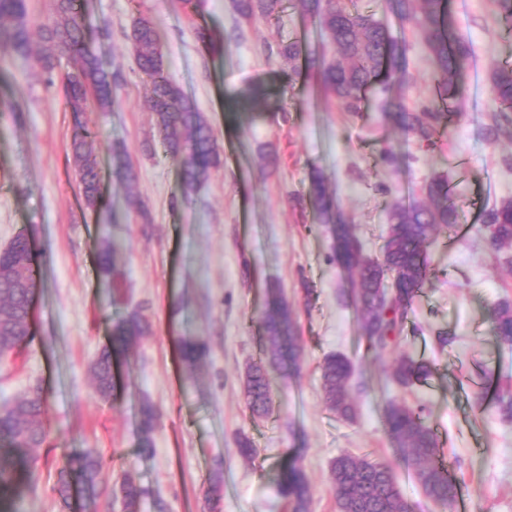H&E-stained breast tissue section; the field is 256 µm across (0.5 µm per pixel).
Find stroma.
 Returning <instances> with one entry per match:
<instances>
[{"label":"stroma","mask_w":512,"mask_h":512,"mask_svg":"<svg viewBox=\"0 0 512 512\" xmlns=\"http://www.w3.org/2000/svg\"><path fill=\"white\" fill-rule=\"evenodd\" d=\"M356 6L405 36L407 105H434L440 76L415 29L386 17L378 0ZM452 14L471 45L466 110L427 146L383 119L380 84L367 89L356 114L326 98L315 74L278 64L281 42H319L296 0L249 20L232 0H202L194 13L178 0H86L93 46L119 76L113 110L88 116L102 185L97 212L85 207L69 157L73 122L62 77L73 60L59 57L48 74L34 59L0 51V250L26 233L38 284L34 338L0 375V403L37 386L48 406V438L30 451L16 512H58L53 488L75 451L104 459L105 485L132 475L143 490L141 512H207V478L218 466L217 512H285L276 478L294 456L311 485L309 512H336L330 469L342 454L389 462L410 512H512V420L492 403L497 386L512 385V345L494 335L490 319L499 302L512 301V250L495 253L481 229L483 208L512 196V141L492 143L484 134L498 108L490 67L512 66V23L492 0H452ZM140 15L159 32L167 76L194 98L220 144L218 164L191 191L179 162L164 154L150 84L125 38ZM105 25L109 36H99ZM201 29L220 46H205ZM117 148L127 153L134 184L113 161ZM387 150L396 163L384 161ZM315 169L372 258L381 254L392 206L424 201L430 178L447 176L459 223L432 240L431 282L397 351L433 364L428 383L406 391L386 384L395 353L377 359L367 351L342 296L346 278L330 259V233L307 200ZM105 241L116 250L109 275L97 263ZM272 284L295 309L304 356L298 375L272 371L274 411L255 421L242 376L263 355L260 319ZM133 311L150 330L133 345L116 398L102 397L90 365L113 320ZM441 331L452 337L448 346L436 342ZM187 337L208 347L193 373L178 360ZM334 353L354 364L352 422L324 400L320 366ZM391 399L426 407L459 482L453 504L425 497L388 437L382 410ZM144 400L156 413L149 455L138 447ZM242 434L255 445L253 460L236 452Z\"/></svg>","instance_id":"obj_1"}]
</instances>
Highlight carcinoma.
I'll list each match as a JSON object with an SVG mask.
<instances>
[{"mask_svg":"<svg viewBox=\"0 0 512 512\" xmlns=\"http://www.w3.org/2000/svg\"><path fill=\"white\" fill-rule=\"evenodd\" d=\"M302 13L317 29L324 50H305L299 41L282 44L277 58L291 70L305 59L309 71L321 75V91L336 98L349 112L361 111L367 87L381 81L385 87L401 83L406 74V43L372 15L359 12L354 0H298ZM383 10L402 22H411L431 53L441 74L436 96L442 111L427 107L413 110L402 100L386 101L385 118L395 127L410 133L419 142L434 144L443 123L464 112L461 101L464 73L471 50L461 37L451 35L448 0H380ZM281 0H234L241 17L269 16ZM54 20L42 28L36 63L50 72L59 54H68L77 63L65 76L64 93L72 112L74 135L71 156L79 176L86 206L95 209L101 200L93 141L88 130L89 112H108L112 108L114 75L106 71L91 49L85 33L83 0H54ZM139 70L150 80V106L156 115L164 151L180 160L183 181L193 190L209 176L218 163L219 145L209 121L195 101L173 84L165 73V55L153 23L142 16L135 19L126 34ZM0 48L22 56L30 55L26 0H0ZM491 94L499 111L486 125L488 139L512 140V67L494 65L490 70ZM428 203H397L390 214L382 257H366L354 231L336 199L327 190L322 175L311 174L308 197L319 223L329 226L333 260L348 274V298L367 351L380 358L402 340L408 313L430 276L428 245L437 229L455 230L458 211L451 199L448 180L432 179L426 186ZM483 227L490 233L497 251L512 250V197L487 208ZM35 276V253L31 241L18 234L0 252V356L8 359L30 341V311L22 279ZM148 320L132 312L112 323L108 344L100 351L91 372L100 395L115 392L113 365L128 357L130 346L148 332ZM495 335L512 344V303L498 305L492 315ZM264 360L250 365L242 391L252 416L269 414L272 385L268 368L293 374L300 369L303 346L298 334L296 314L277 288L267 291L262 319ZM182 363L195 368L206 356L203 343L185 338L179 346ZM322 387L328 408L346 421H354L357 407L348 394L353 364L341 354L324 358ZM432 366L425 360L401 355L388 374L390 382L411 388L426 382ZM47 406L42 391H37L0 408V512H12V492L28 469V455L48 437ZM388 435L412 464L425 495L443 505L452 504L458 494L455 480L438 460V438L424 416L414 409L390 400L384 407ZM155 413L144 400L139 408L142 452L153 448ZM102 460L89 453L69 459L60 470L55 488L59 512L71 507L72 485L79 486L87 506H97L106 494L120 500L123 512H140L143 490L129 474L118 489L108 490L100 482ZM223 473L214 471L208 478L207 500L220 499ZM337 512H409L391 467L382 462L337 457L331 467ZM278 493L291 512H308L311 487L297 458L285 461L279 471Z\"/></svg>","mask_w":512,"mask_h":512,"instance_id":"carcinoma-1","label":"carcinoma"}]
</instances>
